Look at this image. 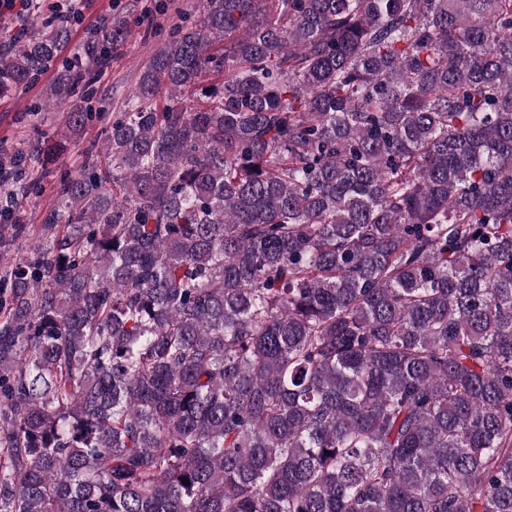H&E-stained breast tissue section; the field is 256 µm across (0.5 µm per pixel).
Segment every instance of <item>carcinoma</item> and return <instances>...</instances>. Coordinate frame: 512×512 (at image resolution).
I'll list each match as a JSON object with an SVG mask.
<instances>
[{"label": "carcinoma", "mask_w": 512, "mask_h": 512, "mask_svg": "<svg viewBox=\"0 0 512 512\" xmlns=\"http://www.w3.org/2000/svg\"><path fill=\"white\" fill-rule=\"evenodd\" d=\"M70 33L0 60L67 107L0 157V258L105 117ZM53 192L0 267V512H512V0H201ZM103 128V123L95 122L81 136L74 138L67 151L51 166L49 173L43 179L40 192L28 191L26 193L22 190L19 192L16 216L20 223L31 224L34 233L39 232L42 213L53 203L50 187L62 176L73 175L80 168L85 160L86 147L92 139L100 134Z\"/></svg>", "instance_id": "obj_1"}]
</instances>
